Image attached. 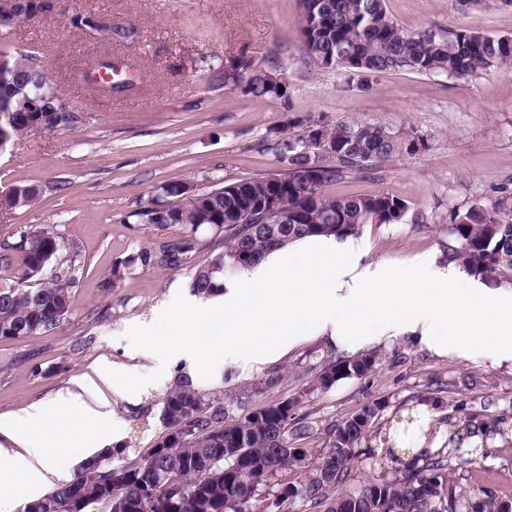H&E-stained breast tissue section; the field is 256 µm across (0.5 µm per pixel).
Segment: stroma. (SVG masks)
<instances>
[{"mask_svg":"<svg viewBox=\"0 0 512 512\" xmlns=\"http://www.w3.org/2000/svg\"><path fill=\"white\" fill-rule=\"evenodd\" d=\"M401 27L436 23L490 35H512V6L457 8L454 0H385ZM92 12L127 30L120 41L76 27ZM299 0H58L51 13L0 32V49L30 47L41 56L59 91L83 114L73 130L31 131L0 154V194L34 185L44 194L33 206L0 213V239L30 224H51L80 249L82 276L74 312L43 336L0 340V415L74 389L104 362H122L144 377L133 353L128 321L147 320L177 297L190 294L193 262L177 269L131 270L112 291L100 282L112 264L167 237V230L127 221L137 202L171 182L199 190L224 180L275 169L267 146L289 115H323L333 123H381L415 129L424 146L378 176L352 175L325 187L330 197L388 194L405 201L399 224H367L368 260L400 265L416 254L440 252L448 240L450 211L493 196L512 184V69L473 78L414 71L386 72L373 91L349 88L343 71L309 67L299 43ZM250 57L280 68L290 99H252L211 79L226 61ZM122 65L131 79L124 91L93 86L90 75L103 58ZM323 346L268 370L274 383L257 398L270 403L298 391L313 356ZM380 362L362 379H344L308 395L298 407L316 434L291 439L295 448H324L327 425L338 424L363 404L379 399L381 421L432 384L446 390L441 440L457 435L452 415L465 400L488 417H512V364L492 366L455 356L440 359L395 340L378 351ZM170 386L158 379L132 402L106 385L86 394L102 397L123 423L113 466L147 458L164 427L161 400ZM448 476L457 491L484 486L512 497V443L493 439L480 463L452 459Z\"/></svg>","mask_w":512,"mask_h":512,"instance_id":"stroma-1","label":"stroma"}]
</instances>
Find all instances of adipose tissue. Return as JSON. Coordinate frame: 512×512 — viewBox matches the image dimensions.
I'll return each instance as SVG.
<instances>
[{"label": "adipose tissue", "instance_id": "adipose-tissue-1", "mask_svg": "<svg viewBox=\"0 0 512 512\" xmlns=\"http://www.w3.org/2000/svg\"><path fill=\"white\" fill-rule=\"evenodd\" d=\"M366 251L357 236H309L278 247L225 278L223 292L183 298L136 325V353L157 376L182 360L189 377L226 374L234 382L315 339L349 358L404 338L438 357L512 362V292L483 287L431 254L395 266L363 262ZM99 380L125 399L141 390L129 367L105 362L76 390L0 416V512H20L44 484L69 480L52 461L75 436L92 454L114 442L120 422L83 399Z\"/></svg>", "mask_w": 512, "mask_h": 512}]
</instances>
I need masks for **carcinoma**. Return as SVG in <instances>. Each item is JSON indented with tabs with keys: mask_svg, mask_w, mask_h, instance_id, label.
<instances>
[{
	"mask_svg": "<svg viewBox=\"0 0 512 512\" xmlns=\"http://www.w3.org/2000/svg\"><path fill=\"white\" fill-rule=\"evenodd\" d=\"M299 36L309 65L317 71L341 70L348 84L367 91L379 74L412 70L449 78L476 77L512 66V35L492 36L464 28L429 24L400 27L385 0H300ZM32 51H0V141L10 145L40 127L47 131L80 126V112H57L47 102L33 112L28 100L56 89L46 67L36 69ZM280 70L239 56L215 74L224 86L245 97L289 99V85L276 83ZM422 137L381 124H331L321 116L288 120V129L271 145L277 169L263 176L227 180L185 198L186 184L168 183L163 194L139 201L129 213L135 221L160 228L178 227L179 235L156 247H144L112 265L101 287L111 291L134 266L177 269L202 248L201 228L224 233V249L210 248L195 265L191 291L209 296L224 285V275L259 260L267 251L312 235L356 236L365 224H398L406 203L389 195L329 198L322 188L350 174H378L405 155L418 152ZM40 189L21 185L3 196L4 212L30 207ZM276 199L288 212L285 224H264L259 204ZM252 222L241 223L246 214ZM0 241V339L42 336L73 312L79 281V250L48 224L25 225ZM448 263L471 276H512V188L448 215ZM375 356L353 358L325 354L312 365L309 392L327 391L342 379L367 376ZM259 387L236 399L242 410L228 419L221 397L194 386L186 376L174 381L162 399L165 426L152 453L114 468L93 455L82 462L73 481L29 500L23 512H290L295 503L307 512H501L512 498L482 488V496L458 494L448 486V461L461 445L447 441L435 451L414 448L411 438L431 443L438 422L426 420L417 405L440 408V397L421 396L407 411L387 421L399 448L380 455L369 446L379 430L381 405L365 404L340 424L326 429L328 446L320 464L295 484L277 475L306 464L311 449H293L288 439L313 432L296 412L300 398L252 406ZM462 430L470 456L483 457L487 441L512 435L503 416L490 421L475 411L463 413ZM370 461L376 478L358 490L343 485L350 464ZM120 479H115V476Z\"/></svg>",
	"mask_w": 512,
	"mask_h": 512,
	"instance_id": "1",
	"label": "carcinoma"
}]
</instances>
